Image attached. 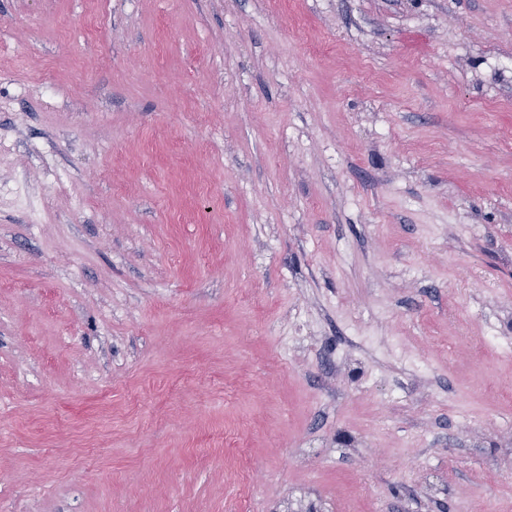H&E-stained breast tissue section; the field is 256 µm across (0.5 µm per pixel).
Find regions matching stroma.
<instances>
[{"label":"stroma","instance_id":"1","mask_svg":"<svg viewBox=\"0 0 512 512\" xmlns=\"http://www.w3.org/2000/svg\"><path fill=\"white\" fill-rule=\"evenodd\" d=\"M0 512H512V0H0Z\"/></svg>","mask_w":512,"mask_h":512}]
</instances>
